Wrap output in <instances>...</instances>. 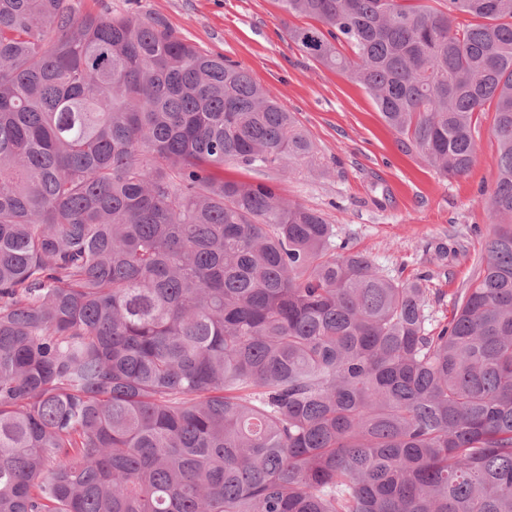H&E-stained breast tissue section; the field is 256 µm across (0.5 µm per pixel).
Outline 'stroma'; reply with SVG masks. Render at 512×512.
<instances>
[{
	"instance_id": "35a3bbf8",
	"label": "stroma",
	"mask_w": 512,
	"mask_h": 512,
	"mask_svg": "<svg viewBox=\"0 0 512 512\" xmlns=\"http://www.w3.org/2000/svg\"><path fill=\"white\" fill-rule=\"evenodd\" d=\"M79 12H137L162 20L202 50L238 62L282 102L321 157L288 177L263 182L286 199L323 212L382 273L425 275L429 309L449 316L458 290L474 277L495 225L488 196L498 179L494 112L484 113L470 171L446 178L405 151L367 92L307 57L286 30L305 25L273 0H73Z\"/></svg>"
}]
</instances>
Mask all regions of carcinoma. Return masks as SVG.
<instances>
[{"label": "carcinoma", "instance_id": "carcinoma-1", "mask_svg": "<svg viewBox=\"0 0 512 512\" xmlns=\"http://www.w3.org/2000/svg\"><path fill=\"white\" fill-rule=\"evenodd\" d=\"M443 2L274 0L440 174L495 113L496 230L442 323L218 177L317 159L239 63L0 0V512H512V0Z\"/></svg>", "mask_w": 512, "mask_h": 512}]
</instances>
